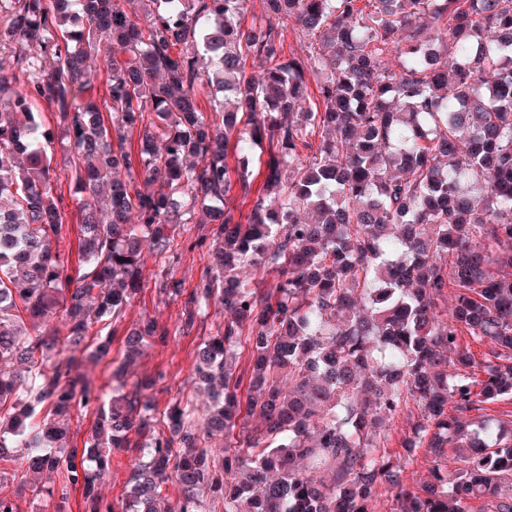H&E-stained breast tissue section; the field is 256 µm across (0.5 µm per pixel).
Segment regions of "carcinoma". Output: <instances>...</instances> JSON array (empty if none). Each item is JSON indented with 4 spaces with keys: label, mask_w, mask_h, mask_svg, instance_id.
Wrapping results in <instances>:
<instances>
[{
    "label": "carcinoma",
    "mask_w": 512,
    "mask_h": 512,
    "mask_svg": "<svg viewBox=\"0 0 512 512\" xmlns=\"http://www.w3.org/2000/svg\"><path fill=\"white\" fill-rule=\"evenodd\" d=\"M118 2L0 0V512H19L7 479L44 472L83 512H158L174 482L167 512H512V435L475 419L512 399V0H263L248 27L250 0H149L141 22ZM290 20L313 41L300 58ZM219 92L234 108L200 112ZM258 139L262 184L235 171L257 192L244 224L228 158ZM61 171L84 195L75 271ZM204 206L210 262L190 288L156 284L177 326L143 319L112 357L97 324L141 288L143 245L174 257ZM217 302L193 373L219 383L212 407L156 418L164 375L126 365ZM78 352L111 369L109 399ZM412 404L401 447L431 458L421 486L385 450ZM78 408L94 422L70 448ZM115 451L142 455L119 507L99 491Z\"/></svg>",
    "instance_id": "carcinoma-1"
}]
</instances>
